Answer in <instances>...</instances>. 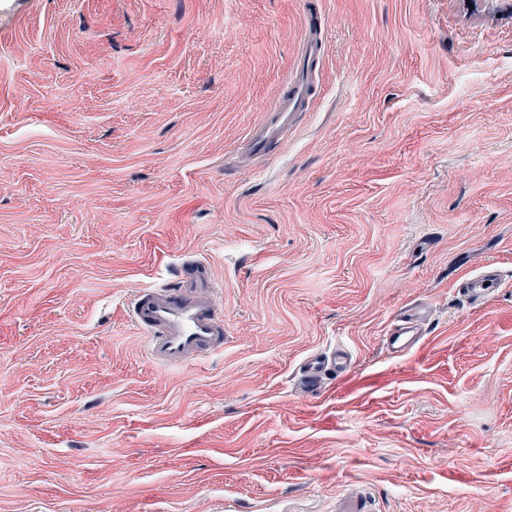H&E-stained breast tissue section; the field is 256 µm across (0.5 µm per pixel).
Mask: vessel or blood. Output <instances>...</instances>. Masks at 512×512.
Here are the masks:
<instances>
[{
	"instance_id": "1",
	"label": "vessel or blood",
	"mask_w": 512,
	"mask_h": 512,
	"mask_svg": "<svg viewBox=\"0 0 512 512\" xmlns=\"http://www.w3.org/2000/svg\"><path fill=\"white\" fill-rule=\"evenodd\" d=\"M322 51V35L305 30L301 40V60L298 77L287 94L269 109L249 135L251 152L263 154L269 141L291 123L296 113L304 111L313 97L309 83L308 66L311 59ZM501 282L499 270L486 265L460 284V290L474 303H486L494 296ZM136 327L144 334L152 361L168 367L202 363L224 345V321L215 313V300L204 290L201 281L184 277L178 288L148 287L137 291L130 311ZM429 305H417L396 316L385 336L390 353L411 350L419 341L423 325L429 321ZM335 366L338 373L347 370L343 353L334 354L332 360L321 357L309 359L303 366L300 380L305 392L320 391L324 385L326 369Z\"/></svg>"
}]
</instances>
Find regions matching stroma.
<instances>
[{
    "mask_svg": "<svg viewBox=\"0 0 512 512\" xmlns=\"http://www.w3.org/2000/svg\"><path fill=\"white\" fill-rule=\"evenodd\" d=\"M190 259L224 350L160 367ZM0 512H512V0H0ZM322 29H306L301 40V60L297 80L288 89V93L269 109L263 119L250 131L249 143L253 155H262L269 141L291 123L297 112H303L309 106L313 90L309 84L308 66L312 58H319L322 51ZM500 282L498 268L489 264L479 273L464 278L460 284V291L469 301L484 304L494 296ZM432 309L427 304L417 305L404 314L396 316L385 336V344L391 354L411 350L419 342L422 327L430 320ZM327 365L329 360L321 357L309 359L302 368L300 382L305 392H318L324 386Z\"/></svg>",
    "mask_w": 512,
    "mask_h": 512,
    "instance_id": "35a3bbf8",
    "label": "stroma"
}]
</instances>
